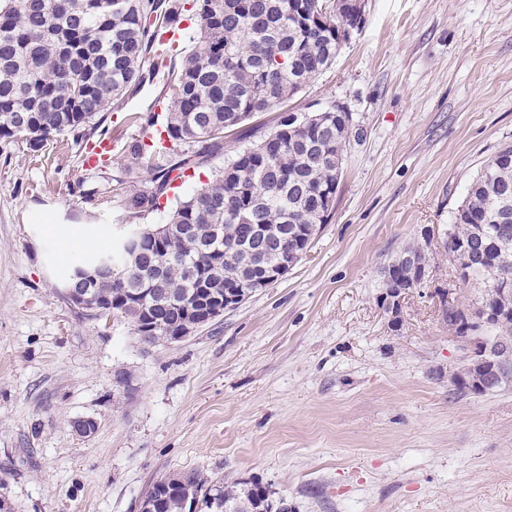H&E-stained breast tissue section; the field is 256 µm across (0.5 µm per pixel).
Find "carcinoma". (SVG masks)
Segmentation results:
<instances>
[{"mask_svg":"<svg viewBox=\"0 0 512 512\" xmlns=\"http://www.w3.org/2000/svg\"><path fill=\"white\" fill-rule=\"evenodd\" d=\"M324 5L336 18V0H0V140L23 136L34 154L61 136L93 135L116 102L155 78L144 64L156 50L158 22L177 25L188 11L197 18L193 47L167 68L166 111L126 115L143 134L161 125L169 142L144 147L138 136L119 145L125 171L145 172L152 183L131 185L122 195L128 221L164 209L160 199L171 190L173 172L206 167L244 123L279 113L266 154L245 148L211 172L167 210L163 241L142 232L140 262L125 287L98 280L94 292L109 296L104 317L124 318L137 336L175 338L183 329L178 303H196L208 290L222 295L256 273L237 250L240 211L288 248L308 247L305 228L327 223L332 208L318 203L337 192L336 159L349 128L288 122V102L336 60L332 32L304 27ZM214 224L222 237L208 235ZM471 243L484 252L461 273L462 281L478 285L472 306L497 310L493 335L512 340L511 143L477 173L453 212L448 254ZM103 256L114 266L125 263L118 241L103 254L79 257L63 282L80 268L96 270ZM428 265L425 253L411 247L388 263L417 286ZM140 288L158 294L128 304V293ZM186 495L203 512H277L267 486L245 480L226 486L195 469L159 479L143 493L164 500L160 512H183Z\"/></svg>","mask_w":512,"mask_h":512,"instance_id":"obj_1","label":"carcinoma"}]
</instances>
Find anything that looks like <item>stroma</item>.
I'll return each mask as SVG.
<instances>
[{
	"label": "stroma",
	"mask_w": 512,
	"mask_h": 512,
	"mask_svg": "<svg viewBox=\"0 0 512 512\" xmlns=\"http://www.w3.org/2000/svg\"><path fill=\"white\" fill-rule=\"evenodd\" d=\"M333 65L289 102L352 117L331 216L288 275L185 340L140 344L60 286L108 249L125 213L77 191L84 141L33 156L0 140V499L13 512H138L190 469L252 479L293 512H512V384L475 395L441 300L474 303L443 231L512 142V0H365ZM162 85L102 125L150 111ZM431 258L392 325L382 271ZM80 418L97 422L87 436Z\"/></svg>",
	"instance_id": "1"
}]
</instances>
